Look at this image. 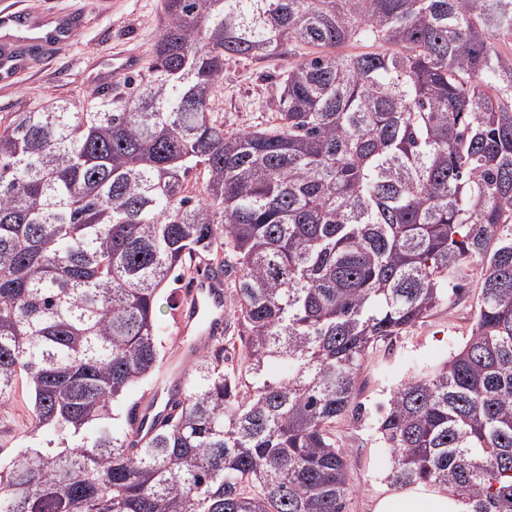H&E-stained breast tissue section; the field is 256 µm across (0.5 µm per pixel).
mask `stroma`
Here are the masks:
<instances>
[{
  "label": "stroma",
  "instance_id": "obj_1",
  "mask_svg": "<svg viewBox=\"0 0 512 512\" xmlns=\"http://www.w3.org/2000/svg\"><path fill=\"white\" fill-rule=\"evenodd\" d=\"M38 12L64 15L79 10L81 28L69 43L51 56L29 57L24 72L14 81L0 83V129L26 112L54 102L88 105L99 96L96 75L115 53L152 60L153 46L164 25L162 0H28ZM313 47L297 46L292 52L261 61L229 57L224 61V85L214 111L223 113L226 131H242L271 123L278 110L281 77L292 65L310 57ZM210 255L198 258L197 268L181 271L169 282L158 302L157 316L166 325L164 354L176 350L178 319L187 306L190 285L199 266ZM480 292V281L471 278L463 289L449 290L448 300L425 322L406 329L366 358L360 375L356 407L332 428L336 443L349 461L351 493L347 512H373L388 482L389 456L377 433L380 407L393 388L422 369L446 361L471 334ZM33 426L26 383H18L14 397L0 403V459L11 454Z\"/></svg>",
  "mask_w": 512,
  "mask_h": 512
}]
</instances>
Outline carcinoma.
<instances>
[{
  "label": "carcinoma",
  "mask_w": 512,
  "mask_h": 512,
  "mask_svg": "<svg viewBox=\"0 0 512 512\" xmlns=\"http://www.w3.org/2000/svg\"><path fill=\"white\" fill-rule=\"evenodd\" d=\"M126 98L0 131V401L33 429L0 512H347L331 427L378 344L479 267L466 343L379 421L393 487L512 512V0H164ZM352 40L389 53L345 55ZM276 123L227 132L224 58L292 44ZM233 269L224 340L142 444L126 393L157 383L158 297L197 253Z\"/></svg>",
  "instance_id": "cac0c4a2"
}]
</instances>
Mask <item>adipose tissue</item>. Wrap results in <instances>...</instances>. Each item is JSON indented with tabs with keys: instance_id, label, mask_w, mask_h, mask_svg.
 <instances>
[{
	"instance_id": "obj_1",
	"label": "adipose tissue",
	"mask_w": 512,
	"mask_h": 512,
	"mask_svg": "<svg viewBox=\"0 0 512 512\" xmlns=\"http://www.w3.org/2000/svg\"><path fill=\"white\" fill-rule=\"evenodd\" d=\"M465 502L438 485L419 482L406 487L389 488L374 512H467Z\"/></svg>"
}]
</instances>
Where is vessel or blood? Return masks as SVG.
Masks as SVG:
<instances>
[{
    "label": "vessel or blood",
    "mask_w": 512,
    "mask_h": 512,
    "mask_svg": "<svg viewBox=\"0 0 512 512\" xmlns=\"http://www.w3.org/2000/svg\"><path fill=\"white\" fill-rule=\"evenodd\" d=\"M82 24V15L71 12L67 25L51 20L34 19L30 11L21 9L0 15V25L16 29H40L39 40L47 47L64 42L69 32ZM25 66V51L17 40L0 42V78L14 79ZM224 321V282L222 277L207 274L198 278L190 291V304L180 319L181 334L176 361H164L162 378L154 389L144 394L137 407L132 425L135 438H149L154 425L161 420L158 404L166 390L183 379V368L197 351L212 339L221 335Z\"/></svg>",
    "instance_id": "1"
}]
</instances>
